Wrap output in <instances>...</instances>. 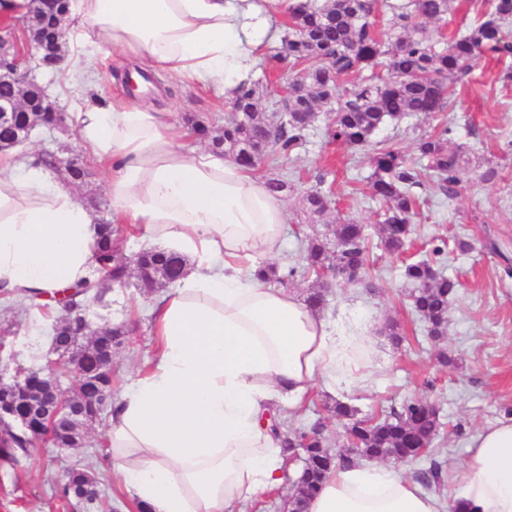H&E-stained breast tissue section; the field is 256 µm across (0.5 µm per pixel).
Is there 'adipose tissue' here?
Returning <instances> with one entry per match:
<instances>
[{"instance_id":"obj_1","label":"adipose tissue","mask_w":512,"mask_h":512,"mask_svg":"<svg viewBox=\"0 0 512 512\" xmlns=\"http://www.w3.org/2000/svg\"><path fill=\"white\" fill-rule=\"evenodd\" d=\"M288 0H71L86 60L117 49L233 98L266 61ZM108 170L112 221L144 229L196 268L152 306L151 368L112 400L108 452L140 512H235L282 482L277 404L366 382L370 326L328 318L259 273L279 256L287 212L265 181L209 150L185 152L170 114L133 103L76 113ZM31 155L0 154V292L53 293L95 278L99 226ZM463 512H512V419L473 437ZM306 512H446L394 465H340Z\"/></svg>"}]
</instances>
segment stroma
I'll list each match as a JSON object with an SVG mask.
<instances>
[{
	"instance_id": "obj_1",
	"label": "stroma",
	"mask_w": 512,
	"mask_h": 512,
	"mask_svg": "<svg viewBox=\"0 0 512 512\" xmlns=\"http://www.w3.org/2000/svg\"><path fill=\"white\" fill-rule=\"evenodd\" d=\"M137 69L133 58L114 51L99 57L87 88L74 85L62 70L51 75L34 68L27 71L28 78L58 101L64 120L52 131L35 127L21 148L34 154L50 150L62 158L77 159L90 176L75 192L100 221L112 218L105 176L81 146L71 116L86 100L108 106L113 99L128 96L124 76ZM501 70V63L480 59L457 83V99L447 114L449 146L463 147L472 162L498 164V180L484 183L476 173H469L451 199L439 194L433 183L418 187L421 206L414 218L412 241L401 252H388L381 243L378 221L385 204L371 194L370 149H355L330 137V113H320L306 145L291 158L265 163L259 170L265 179L287 172L293 175V191L285 201L288 221L282 257L298 269L295 280L287 285L298 298H307L318 284L315 275L304 270L302 242V199L312 186H321L330 196L331 216L366 225L372 244L365 274L370 288L335 280L323 308L324 313L333 314L345 307L374 323L368 385L336 392L315 385L300 402L281 408L283 421L291 429L322 422L325 446L334 451L343 444L345 429L328 412V403L346 402L365 417L389 412L407 399L430 401L443 422L430 456L400 464L399 469L413 478L430 460L441 462V494L447 502L461 488L474 435L502 419L505 408L512 406V277L506 273L512 266V85L500 82ZM136 101L171 113L178 123L194 118L220 126L229 113L227 102L214 90L190 89L155 72L150 73ZM437 123L433 116H410L383 127L376 140L411 153L416 141L433 132ZM320 175L325 178L321 184L316 181ZM440 238L450 242L440 268L445 276L459 281L460 291L448 308L447 335L435 340L411 306V287L403 272L405 263L429 257ZM457 238L469 242L467 252L453 247ZM151 301V295L130 283L111 287L107 305H94L87 311L92 329L119 326L124 330L112 361L114 392H121L137 371L148 368L157 351ZM52 325V320L38 313L24 314L0 304V349L10 357L1 378L12 380L18 370H37L54 358L49 336ZM389 325L399 332L401 343L390 340L385 331ZM442 353L452 358V365L438 363ZM107 430L108 421L103 418L86 430L80 447L61 451L39 439L17 463H0V512H86L84 503H68L57 494L62 466L76 461L89 465L98 497L112 512H138L104 458ZM303 457V449L291 451L281 486L242 504L240 512H284Z\"/></svg>"
}]
</instances>
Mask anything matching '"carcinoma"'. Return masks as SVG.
Returning <instances> with one entry per match:
<instances>
[{"label": "carcinoma", "instance_id": "cac0c4a2", "mask_svg": "<svg viewBox=\"0 0 512 512\" xmlns=\"http://www.w3.org/2000/svg\"><path fill=\"white\" fill-rule=\"evenodd\" d=\"M457 0H401L384 2L389 12L387 28L376 33L372 15L377 0H290L287 15L293 25L282 38L281 48L272 55L277 64L288 63V101H276L275 111H258L262 96L260 81H245L230 102L231 116L218 132L195 123L193 131L211 139L214 150L233 157L240 165L255 169L267 159L287 158L307 140L318 112H333L331 135L353 148L373 143L376 133L388 123H397L413 114L431 115L448 111L455 95V83L481 57H512V36L505 26L512 19V0H492L490 8L473 26L442 43L428 31L431 23L447 20ZM451 129L440 125L417 142L418 159L397 147L377 149L371 156L369 176L372 192L387 203L381 220L382 242L396 252L413 234L412 218L419 208L413 188L423 180L434 183L439 191L453 198L468 168L464 151L448 147ZM37 161L68 182L85 181L89 172H73L61 166L52 151L37 156ZM305 213L316 223L330 211L327 198L318 190L304 196ZM103 234L97 243L94 260L104 277L116 285L129 279L131 271L141 265L164 275L174 283L182 276L186 262L160 249L141 251L129 261L113 247L112 224H102ZM448 249V241L432 249L434 260H421L404 268V277L412 286L415 311L427 323L435 338L448 331V303L458 291V283L439 269V257ZM304 259L315 274L332 266L364 269L368 262L365 226L338 218L332 237L315 232L305 239ZM106 292L88 283L74 288L57 300L68 317L56 324L55 335L66 344L73 336L69 319L85 309L87 302L101 303ZM336 419L344 422L345 431L356 435L359 448L354 456L340 458L351 464L360 458L387 460L395 448L423 441L433 444L441 421L435 414L421 412L418 401L405 400L383 417L355 418V410L337 401L332 407ZM314 429L295 434L283 433L288 450L305 449L304 467L295 488L297 505L318 490L331 472L324 463L326 449L313 437ZM33 445L27 431L0 434V460L13 461ZM442 465L433 459L420 472L427 486L441 484ZM93 478L84 465L68 469L59 493L90 504L85 496Z\"/></svg>", "mask_w": 512, "mask_h": 512}]
</instances>
